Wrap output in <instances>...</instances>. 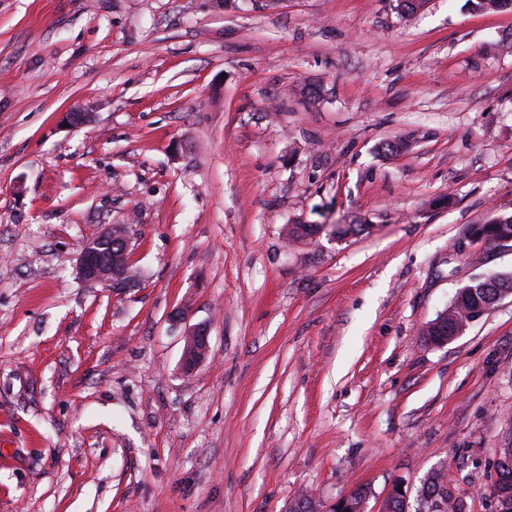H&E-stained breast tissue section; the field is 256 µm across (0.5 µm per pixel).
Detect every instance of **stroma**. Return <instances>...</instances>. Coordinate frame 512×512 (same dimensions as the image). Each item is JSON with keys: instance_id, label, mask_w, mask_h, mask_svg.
<instances>
[{"instance_id": "obj_1", "label": "stroma", "mask_w": 512, "mask_h": 512, "mask_svg": "<svg viewBox=\"0 0 512 512\" xmlns=\"http://www.w3.org/2000/svg\"><path fill=\"white\" fill-rule=\"evenodd\" d=\"M397 4L0 0V512H377L434 471L495 512L512 295L423 332L512 272L464 236L512 216V8ZM110 224L122 292L75 273ZM490 279H480L469 284V291L474 293V288H476L475 293L476 297L473 295L467 296V301L457 300L452 301L451 307L448 310V313H443L438 316V318L431 322L426 329L427 331L433 326H442L446 324L447 326H453L454 324H459V322L463 321L464 317H468V315L475 311L478 308V304H485L495 298L499 289L502 288L499 297L497 300L490 305H486L481 307L480 310L473 316L468 318L464 323L459 324L455 331L448 336V327L447 330L439 341L438 345L447 344L449 341L454 340L459 335H461L470 324L480 320L487 312H489L496 303H498L502 298L507 295H512V276L510 273H495L489 276ZM500 287V288H496ZM511 288V289H510ZM208 353V330L204 325L189 327L184 336L183 366L185 370H193ZM192 361V367L187 362ZM368 493L347 494L340 498L328 509H323V505L317 503L316 499L311 496H302L291 502L285 512H367L366 504Z\"/></svg>"}]
</instances>
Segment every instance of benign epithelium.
Here are the masks:
<instances>
[{
    "mask_svg": "<svg viewBox=\"0 0 512 512\" xmlns=\"http://www.w3.org/2000/svg\"><path fill=\"white\" fill-rule=\"evenodd\" d=\"M109 242L124 255H129L131 236L125 225H109L93 240L87 242L80 253L77 263V275L82 280L102 284L113 291H121L136 281L130 267L117 271L112 263V253L100 251V243ZM493 305H486L464 323L457 326L449 335L442 336L438 344H446L461 335L470 324L480 320ZM208 353V330L204 325H195L187 329L184 336L183 362L198 365ZM495 501L503 504V509L512 507V483L505 480L493 490ZM368 493L347 494L328 508V512H367ZM399 505L402 512H410L408 490L402 481L395 482L387 493L381 507V512H392L393 505ZM285 512H323V506L311 496H302L291 502Z\"/></svg>",
    "mask_w": 512,
    "mask_h": 512,
    "instance_id": "7a95c632",
    "label": "benign epithelium"
}]
</instances>
